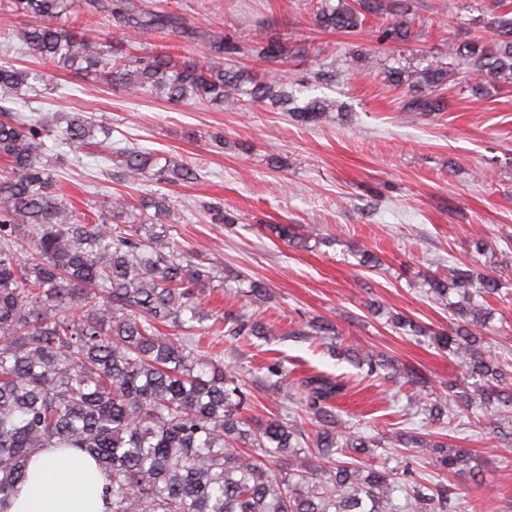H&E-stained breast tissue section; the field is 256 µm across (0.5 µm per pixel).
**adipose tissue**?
<instances>
[{"label":"adipose tissue","instance_id":"ef3b65f1","mask_svg":"<svg viewBox=\"0 0 512 512\" xmlns=\"http://www.w3.org/2000/svg\"><path fill=\"white\" fill-rule=\"evenodd\" d=\"M103 485L88 455L46 449L33 455L5 512H101Z\"/></svg>","mask_w":512,"mask_h":512}]
</instances>
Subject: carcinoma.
<instances>
[{
    "mask_svg": "<svg viewBox=\"0 0 512 512\" xmlns=\"http://www.w3.org/2000/svg\"><path fill=\"white\" fill-rule=\"evenodd\" d=\"M76 0H11V11L27 20L14 35L29 55L60 70H90L107 83L139 96L170 102L237 106L271 105L315 124L341 110L327 95L298 102L275 69L256 67L288 56H309L307 38L286 46L268 38L251 50L255 65L224 67V57L242 53L235 43L206 40L181 18L142 0H84L83 11L134 32H150L159 43L135 59L114 53L76 26ZM315 25L329 32L356 33L366 16L389 21L379 42L398 48L410 41L414 18L401 0H316ZM481 35L449 42L448 53L417 66L387 70L394 87L407 89L401 110L412 116L445 108L441 91L453 65L475 79L479 96L512 83V10L494 16ZM175 37L202 45L201 58L180 53ZM345 64L366 72L373 60L359 51ZM43 74L0 65V512L25 479L31 457L45 448L91 455L103 473V512H456L459 492L443 480L424 479L409 465L377 467L365 461L387 444L432 457L443 475L469 474L478 466L467 448L420 431L366 436L343 425L331 402L345 383L327 375L302 380L301 399L281 387L277 363L267 366L269 390L282 394L316 422L310 431L287 415L265 421L244 415L246 392L232 371L193 338L165 336L160 327L181 329L209 315L201 296L212 274L169 236L171 209L164 196L140 205L112 195L108 216L80 217L62 201L48 160L54 143L90 144L109 129L87 112L57 127L48 120H20L13 105ZM114 178L134 184L173 186L196 177L194 167L138 148L115 151ZM279 240L305 247L318 236L310 227L269 224ZM26 249L19 262L16 252ZM425 293L448 310L451 324L434 331L400 313L392 328L427 336L462 368L465 379L448 390L429 391V381L400 368L383 353L358 347L336 349L368 376L403 379L416 389V404L451 428L477 408L487 415L493 438L512 447V363L487 346L486 331L499 295L498 278L463 262L448 261L447 273L426 277ZM274 333L271 326L239 312L224 318V335L239 339ZM305 340L336 336L320 318L289 327Z\"/></svg>",
    "mask_w": 512,
    "mask_h": 512,
    "instance_id": "carcinoma-1",
    "label": "carcinoma"
}]
</instances>
